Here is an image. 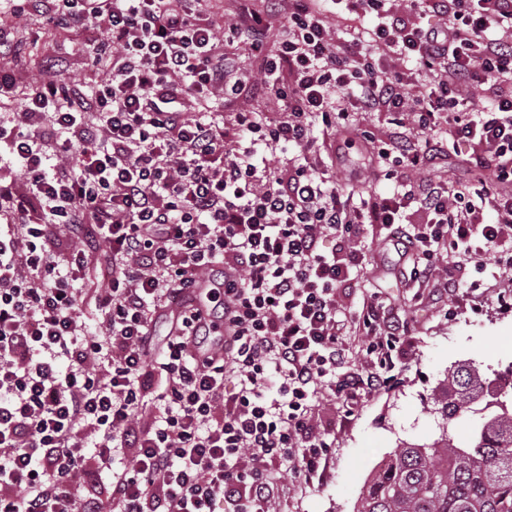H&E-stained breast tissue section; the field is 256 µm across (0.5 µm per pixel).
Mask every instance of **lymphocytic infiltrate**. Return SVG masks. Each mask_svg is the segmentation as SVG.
<instances>
[{"mask_svg":"<svg viewBox=\"0 0 512 512\" xmlns=\"http://www.w3.org/2000/svg\"><path fill=\"white\" fill-rule=\"evenodd\" d=\"M287 2L271 53L273 14L250 0L222 25L209 0L14 7L92 34L112 67L90 94L63 58L32 79L0 69V99L27 89L18 127L0 123L15 165L0 174V512H270L272 473L308 487L332 446L312 430L318 391L384 389L411 333L378 299L339 303L369 264L363 239L411 257L403 279L436 278L451 301L474 257L512 243L511 194L424 176L465 147L512 184V0ZM236 41L257 71L227 56ZM474 89L486 109L469 108ZM246 94L275 98L277 115ZM372 112L394 118L368 143L395 188L357 199L313 140ZM101 240L110 280L89 297L103 326L90 336L89 298L59 269L86 272ZM216 276L224 340L207 348L188 297ZM168 307L177 322L153 357ZM351 330L368 340L360 375L344 370Z\"/></svg>","mask_w":512,"mask_h":512,"instance_id":"lymphocytic-infiltrate-1","label":"lymphocytic infiltrate"}]
</instances>
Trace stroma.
<instances>
[{
    "instance_id": "1",
    "label": "stroma",
    "mask_w": 512,
    "mask_h": 512,
    "mask_svg": "<svg viewBox=\"0 0 512 512\" xmlns=\"http://www.w3.org/2000/svg\"><path fill=\"white\" fill-rule=\"evenodd\" d=\"M6 33L17 47L13 63L24 71L37 72L52 57L69 60L78 72L87 68L89 53L83 39L47 26L40 17H29ZM358 125L360 133L351 142L320 143L316 149L341 154L337 178L345 190L362 194L386 189L388 181L371 177L367 169L368 147L362 134L390 131L389 116L362 114ZM427 175L448 182L479 177L488 187L497 185L491 171L474 169L465 156L454 151ZM372 249L373 258L359 287L342 291L340 300L354 310L364 297L379 294L389 308L409 320L413 345L393 382L362 397L353 415H346L327 393H319L312 421L317 430L335 434L336 441L324 480L311 489L298 491L288 474L277 475L275 494L280 506L290 512H353L380 458L402 443L423 444L433 439L435 422L429 410L449 368L462 364L496 367L503 351L512 352V269H507L501 250L486 252L468 264L466 287L451 303L442 300L434 284L408 286L400 275L407 261L392 248L376 242Z\"/></svg>"
}]
</instances>
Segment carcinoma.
I'll return each instance as SVG.
<instances>
[{
	"label": "carcinoma",
	"instance_id": "cac0c4a2",
	"mask_svg": "<svg viewBox=\"0 0 512 512\" xmlns=\"http://www.w3.org/2000/svg\"><path fill=\"white\" fill-rule=\"evenodd\" d=\"M435 400L438 433L405 443L364 486L355 512H512V411L470 428L484 381L471 366L448 371Z\"/></svg>",
	"mask_w": 512,
	"mask_h": 512
}]
</instances>
